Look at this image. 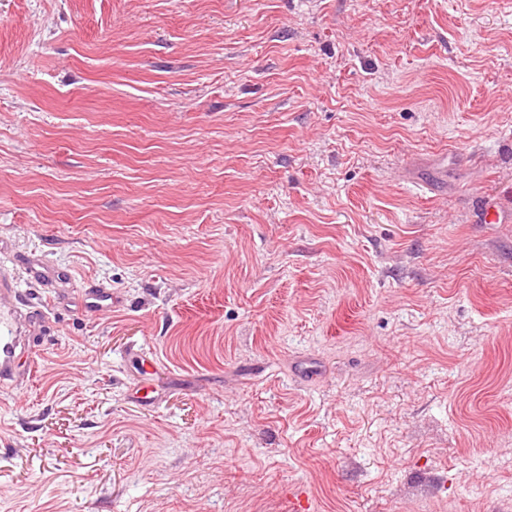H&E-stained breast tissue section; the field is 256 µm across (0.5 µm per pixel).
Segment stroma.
<instances>
[{"label":"stroma","mask_w":512,"mask_h":512,"mask_svg":"<svg viewBox=\"0 0 512 512\" xmlns=\"http://www.w3.org/2000/svg\"><path fill=\"white\" fill-rule=\"evenodd\" d=\"M0 252V512H512L500 0H0ZM19 283L1 264L0 273V384L15 381L16 352L22 332L20 313L16 306Z\"/></svg>","instance_id":"obj_1"}]
</instances>
